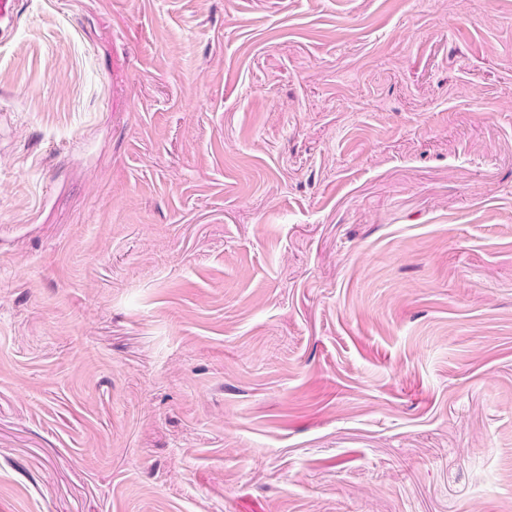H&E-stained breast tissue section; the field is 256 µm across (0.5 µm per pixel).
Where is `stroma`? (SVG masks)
<instances>
[{"label":"stroma","instance_id":"obj_1","mask_svg":"<svg viewBox=\"0 0 512 512\" xmlns=\"http://www.w3.org/2000/svg\"><path fill=\"white\" fill-rule=\"evenodd\" d=\"M0 512H512V0H8Z\"/></svg>","mask_w":512,"mask_h":512}]
</instances>
